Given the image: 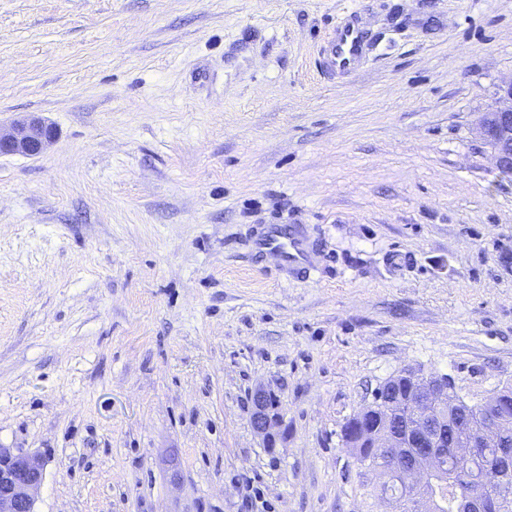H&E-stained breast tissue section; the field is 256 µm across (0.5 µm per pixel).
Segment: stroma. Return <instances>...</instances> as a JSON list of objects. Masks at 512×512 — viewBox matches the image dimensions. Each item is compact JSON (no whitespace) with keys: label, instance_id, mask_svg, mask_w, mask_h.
Instances as JSON below:
<instances>
[{"label":"stroma","instance_id":"35a3bbf8","mask_svg":"<svg viewBox=\"0 0 512 512\" xmlns=\"http://www.w3.org/2000/svg\"><path fill=\"white\" fill-rule=\"evenodd\" d=\"M351 16L373 49L328 77ZM509 79L512 0H0V124L57 130L0 156V445L44 456L37 512H394L342 438L374 389L512 385V178L473 132ZM56 130L41 117L25 116L14 121L6 132L0 127V155H39L55 140ZM255 250L277 258L281 270L310 273L314 270V250L309 236L298 226L271 224L254 241ZM278 408L279 400L274 393L263 387L254 391L253 411L250 419L251 427L261 438L263 448L269 450L277 448L283 438V432L274 430L283 422Z\"/></svg>","mask_w":512,"mask_h":512}]
</instances>
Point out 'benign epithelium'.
Segmentation results:
<instances>
[{"mask_svg":"<svg viewBox=\"0 0 512 512\" xmlns=\"http://www.w3.org/2000/svg\"><path fill=\"white\" fill-rule=\"evenodd\" d=\"M475 132L490 148L495 169L502 175H512V80L497 87L492 103L476 120ZM55 138V128L41 117L25 116L14 121L7 131L0 130V155H39ZM401 380L408 384L406 394L401 396L407 408L406 427L392 426V403L378 395L362 410L376 422L358 425L349 436L351 444L367 437L370 447L388 449L390 474L402 486L418 493L428 488L434 475L446 471L448 454L469 462L492 448L495 460L483 469L478 479L480 488L459 495L454 512H486V491L512 492V448L507 444L506 423L512 404L497 394L484 401L479 405V427L465 424L455 448L450 450L446 444L448 433L443 431L437 414L439 404L448 396V375L406 369L387 379L378 390L396 386ZM278 408L274 393L263 387L254 391L251 427L263 447L270 450L278 447L283 438V433L275 431L283 422ZM43 478L41 457L0 446V512H36L35 495Z\"/></svg>","mask_w":512,"mask_h":512,"instance_id":"obj_1","label":"benign epithelium"}]
</instances>
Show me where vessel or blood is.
<instances>
[{"mask_svg": "<svg viewBox=\"0 0 512 512\" xmlns=\"http://www.w3.org/2000/svg\"><path fill=\"white\" fill-rule=\"evenodd\" d=\"M367 49L365 32L358 26H338L324 50L327 68L339 73H351L360 66ZM258 253L273 255L281 270L307 273L314 268V250L304 229L279 224L269 225L255 239Z\"/></svg>", "mask_w": 512, "mask_h": 512, "instance_id": "1", "label": "vessel or blood"}]
</instances>
